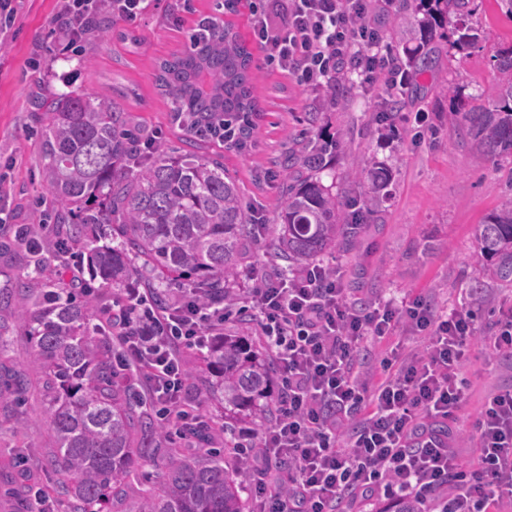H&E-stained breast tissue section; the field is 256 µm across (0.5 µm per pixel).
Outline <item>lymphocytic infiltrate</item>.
<instances>
[{
	"label": "lymphocytic infiltrate",
	"mask_w": 512,
	"mask_h": 512,
	"mask_svg": "<svg viewBox=\"0 0 512 512\" xmlns=\"http://www.w3.org/2000/svg\"><path fill=\"white\" fill-rule=\"evenodd\" d=\"M396 0H253L251 27L266 66L329 95L349 75L404 87L377 21ZM232 303L193 295L159 308L149 289L122 288L102 307L119 367L141 377L164 426L195 448L210 424L190 398L186 354L229 319L256 324L280 387L274 422L239 436L252 466V512H339L343 503L413 500L422 512H491L512 502V390L488 398L476 421L477 456L463 465L434 424L457 420L475 339L473 310L438 311L347 299L338 270L315 264L291 277L246 269ZM404 328L420 346L372 363V347Z\"/></svg>",
	"instance_id": "obj_1"
}]
</instances>
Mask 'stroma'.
<instances>
[{
    "instance_id": "stroma-1",
    "label": "stroma",
    "mask_w": 512,
    "mask_h": 512,
    "mask_svg": "<svg viewBox=\"0 0 512 512\" xmlns=\"http://www.w3.org/2000/svg\"><path fill=\"white\" fill-rule=\"evenodd\" d=\"M223 2L152 0L135 21H113L114 28L134 29L141 38L139 47L111 38L94 44L87 54L58 51L55 0H22L13 36L0 45V208L10 216L8 223H0V289L15 287L39 258L47 261V276L55 274L51 240H42L40 251L34 252L15 238L19 225L42 221L34 205L44 191L38 174L41 145L33 133L41 117L33 107L35 97L48 89L108 96L120 88L135 89V96L122 102L125 111L136 123L161 130L169 150H186L182 131L170 123L168 101L155 85L156 68L184 50L190 27L202 15L225 18L243 39H250L248 4L230 14ZM465 28L476 41L461 50L454 42ZM511 47L512 0H469L443 17L427 46V72L413 77L400 92L381 86L366 91L345 83L343 109L326 106L323 97L292 75L255 58L261 81L251 148L238 152L215 141L204 148L237 179L245 203L257 208L264 221L247 263L286 269V261L271 260L266 245L280 230L276 215L287 185L307 171H283L276 160L308 138H333L338 148L321 173L324 185L344 199L360 198L345 175L378 163L391 170L392 180L360 226L357 247L326 252L321 263L339 267L352 298L362 302L421 295L445 312L469 305L481 264L476 229L512 196V159L492 162L477 153L451 123L450 113L496 83L493 57ZM312 112L319 115L313 125L308 122ZM383 112L392 113V126L381 125ZM419 112L426 113L436 135L417 143L412 136ZM20 306L17 298L0 305V322L11 336L0 346V512H29L38 489L46 494L50 512H68L70 499L46 463L54 438L44 407L42 372L29 355ZM19 375L27 389L18 404L9 394ZM464 375L470 382L468 400L459 419L449 424L448 437L467 462L476 454L473 423L480 408L492 394L512 387V359L489 363L477 343Z\"/></svg>"
}]
</instances>
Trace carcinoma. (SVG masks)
<instances>
[{"label": "carcinoma", "mask_w": 512, "mask_h": 512, "mask_svg": "<svg viewBox=\"0 0 512 512\" xmlns=\"http://www.w3.org/2000/svg\"><path fill=\"white\" fill-rule=\"evenodd\" d=\"M433 34V8L460 7L466 0H421ZM112 0H98L79 37L93 42L109 30ZM498 81L484 101L455 112L472 147L492 162L512 157V48L497 56ZM259 74L253 50L233 25L204 18L181 52L160 62L155 83L171 106L172 122L194 146L224 123L253 124L258 112ZM40 170L46 182L41 203L64 238L83 248L92 277L105 289L139 279L148 288L177 277L191 286L224 292L235 287L242 246L258 229L224 163L161 146L148 155L140 125L129 123L116 99L92 94H51L42 102ZM335 141L308 140L300 153L286 152L284 170L303 167L309 176L288 185L280 207L281 229L270 247L285 260L312 265L340 243L354 240L357 223L346 200L317 176ZM368 179L365 201L374 204L391 171L373 167L347 173L349 182ZM483 278L512 286V197L502 201L476 230ZM21 286V316L31 355L43 367L46 413L55 448L49 463L61 476L80 512H106L125 496L123 481L137 460L161 468L158 491L129 512H247L248 478L229 461L231 449L212 448L182 457L170 436L136 399L129 383L112 373V353L97 340L101 302L77 288L40 279ZM205 380L198 393L224 407V419L265 426L272 422L274 367L254 341L225 335L199 355ZM142 442L133 447L132 435Z\"/></svg>", "instance_id": "1"}]
</instances>
